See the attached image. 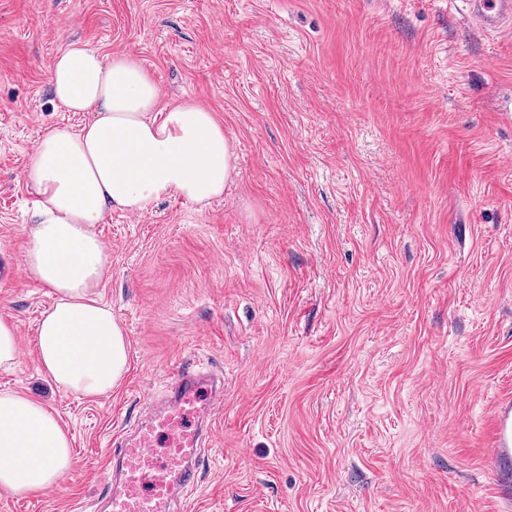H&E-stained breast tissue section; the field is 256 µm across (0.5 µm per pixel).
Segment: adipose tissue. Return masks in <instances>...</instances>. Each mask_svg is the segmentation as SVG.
Listing matches in <instances>:
<instances>
[{"mask_svg":"<svg viewBox=\"0 0 512 512\" xmlns=\"http://www.w3.org/2000/svg\"><path fill=\"white\" fill-rule=\"evenodd\" d=\"M55 98L92 118L49 127L28 155L35 228L22 255L29 278L51 288L38 330L39 370L60 389L93 398L128 367L125 332L97 289L111 255L94 231L107 213H143L177 195L204 204L234 173L223 126L193 101L158 115L159 93L135 58L103 59L73 42L50 72ZM73 467L71 441L40 401L0 391V493L27 497L59 487Z\"/></svg>","mask_w":512,"mask_h":512,"instance_id":"1","label":"adipose tissue"}]
</instances>
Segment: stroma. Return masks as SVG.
Here are the masks:
<instances>
[{
	"instance_id": "1",
	"label": "stroma",
	"mask_w": 512,
	"mask_h": 512,
	"mask_svg": "<svg viewBox=\"0 0 512 512\" xmlns=\"http://www.w3.org/2000/svg\"><path fill=\"white\" fill-rule=\"evenodd\" d=\"M138 59L159 108L204 105L235 156L223 197L172 195L94 230L129 343L105 395L38 371L49 288L21 254L22 178L58 52ZM0 389L72 439L55 489L0 512H89L110 440L189 360L224 408L188 512H512L491 419L512 402V25L460 0H0ZM16 331L9 322L0 320V367L11 368L19 364Z\"/></svg>"
}]
</instances>
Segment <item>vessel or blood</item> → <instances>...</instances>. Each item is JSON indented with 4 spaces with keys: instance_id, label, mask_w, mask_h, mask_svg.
Here are the masks:
<instances>
[{
    "instance_id": "vessel-or-blood-1",
    "label": "vessel or blood",
    "mask_w": 512,
    "mask_h": 512,
    "mask_svg": "<svg viewBox=\"0 0 512 512\" xmlns=\"http://www.w3.org/2000/svg\"><path fill=\"white\" fill-rule=\"evenodd\" d=\"M480 29L494 32L512 21V0H465ZM224 380L198 362L173 378L165 405L134 436L114 435L107 455L102 512H184L200 482L202 444L212 434L203 422L223 405ZM492 463L512 461V406L492 418Z\"/></svg>"
}]
</instances>
